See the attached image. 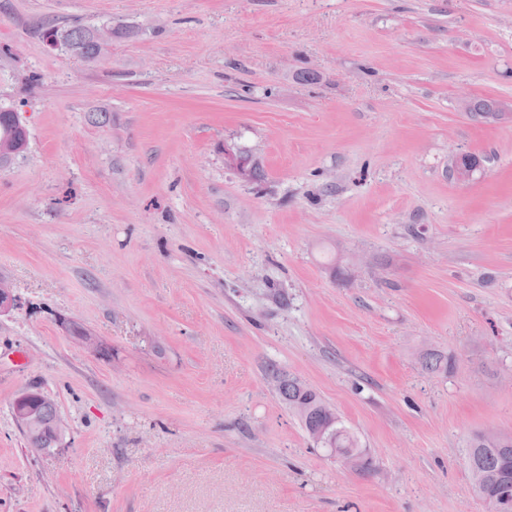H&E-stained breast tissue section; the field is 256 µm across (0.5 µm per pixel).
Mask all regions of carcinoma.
I'll list each match as a JSON object with an SVG mask.
<instances>
[{
	"mask_svg": "<svg viewBox=\"0 0 512 512\" xmlns=\"http://www.w3.org/2000/svg\"><path fill=\"white\" fill-rule=\"evenodd\" d=\"M56 32L66 34L72 53L86 61L96 60L97 55L102 52V48L93 41L89 28L85 25L58 28ZM465 111L473 116L493 121L512 115L504 112V107L499 101L490 98L470 100ZM16 116L17 113L12 109L0 111V141H12L16 150L13 155H0L1 167L10 164L27 149L28 131L19 126ZM422 365L427 371L436 372L451 367L452 361H446L427 351L422 354ZM271 372L279 399L299 420L305 432H323V440L319 447L336 449V456L346 461L361 460V471L369 468V458L366 457L359 440L344 426L334 407L300 379L275 367ZM463 463L472 489L478 497L491 502L501 495L512 496L511 434L493 430L472 434L465 441Z\"/></svg>",
	"mask_w": 512,
	"mask_h": 512,
	"instance_id": "cac0c4a2",
	"label": "carcinoma"
}]
</instances>
